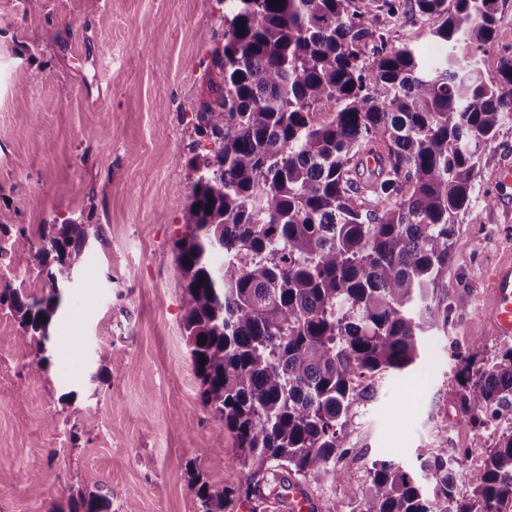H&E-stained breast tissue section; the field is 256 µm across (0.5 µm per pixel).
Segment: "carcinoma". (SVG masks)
<instances>
[{
    "mask_svg": "<svg viewBox=\"0 0 512 512\" xmlns=\"http://www.w3.org/2000/svg\"><path fill=\"white\" fill-rule=\"evenodd\" d=\"M218 2L223 44L210 53L189 144L201 175L176 248L201 403L222 422L214 448L233 435L240 478L220 488L197 473L191 488L198 512L242 501L264 512L267 488L281 498L290 479L343 480L353 409L370 401L364 384L411 371L423 336L448 328V305L432 294L479 159L512 119V46L498 45L499 0ZM409 6L436 56L389 45ZM92 237L103 241L100 225H39L26 261L41 292L0 286L20 345L45 350ZM461 363L460 423L481 436L512 413V345ZM468 453L448 455L445 439L420 476L373 463L353 493L358 512H512V426L495 433L469 473L472 496L459 499ZM68 509L112 512V497L97 486ZM473 453H476L472 456ZM462 459L460 466H457L456 481H455V494L458 498H468L472 493L468 475L469 473L482 466L485 455L481 450H474V452ZM472 456V457H471Z\"/></svg>",
    "mask_w": 512,
    "mask_h": 512,
    "instance_id": "carcinoma-1",
    "label": "carcinoma"
}]
</instances>
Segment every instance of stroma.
Listing matches in <instances>:
<instances>
[{
  "mask_svg": "<svg viewBox=\"0 0 512 512\" xmlns=\"http://www.w3.org/2000/svg\"><path fill=\"white\" fill-rule=\"evenodd\" d=\"M217 0H0V213L23 257L39 225H101L94 267L65 288L62 328L45 369L0 311V512H49L72 491L103 487L112 512H197L190 480H239L235 439L213 447L221 422L199 402L183 328L175 243L195 174L188 144L208 94L202 62L221 45ZM512 122L483 154L475 200L452 226L453 248L435 298L448 328L428 336L412 372L381 380L357 409L343 481H307L314 512L354 503L373 461L419 470L441 439L475 443L459 428L460 356L489 360L511 339L491 333L489 275L512 260ZM66 428L78 439L59 447Z\"/></svg>",
  "mask_w": 512,
  "mask_h": 512,
  "instance_id": "35a3bbf8",
  "label": "stroma"
}]
</instances>
